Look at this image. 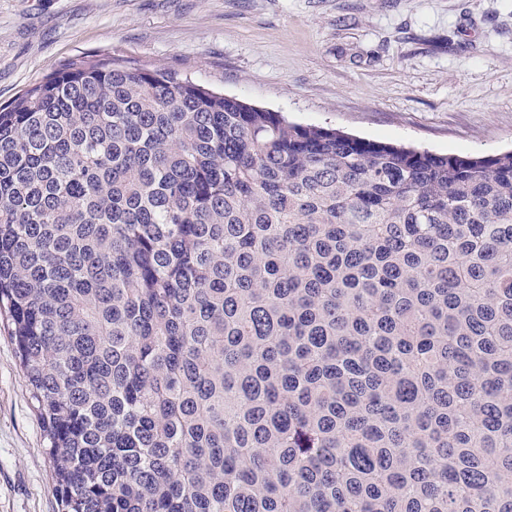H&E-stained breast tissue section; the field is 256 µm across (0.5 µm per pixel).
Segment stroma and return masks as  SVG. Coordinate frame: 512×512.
<instances>
[{"label": "stroma", "instance_id": "1", "mask_svg": "<svg viewBox=\"0 0 512 512\" xmlns=\"http://www.w3.org/2000/svg\"><path fill=\"white\" fill-rule=\"evenodd\" d=\"M112 56L367 140L512 150V0H0V105ZM0 512H59L0 318Z\"/></svg>", "mask_w": 512, "mask_h": 512}]
</instances>
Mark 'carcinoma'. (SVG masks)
Returning a JSON list of instances; mask_svg holds the SVG:
<instances>
[{"label":"carcinoma","mask_w":512,"mask_h":512,"mask_svg":"<svg viewBox=\"0 0 512 512\" xmlns=\"http://www.w3.org/2000/svg\"><path fill=\"white\" fill-rule=\"evenodd\" d=\"M0 312L61 512H512V151L77 58L0 106Z\"/></svg>","instance_id":"1"}]
</instances>
